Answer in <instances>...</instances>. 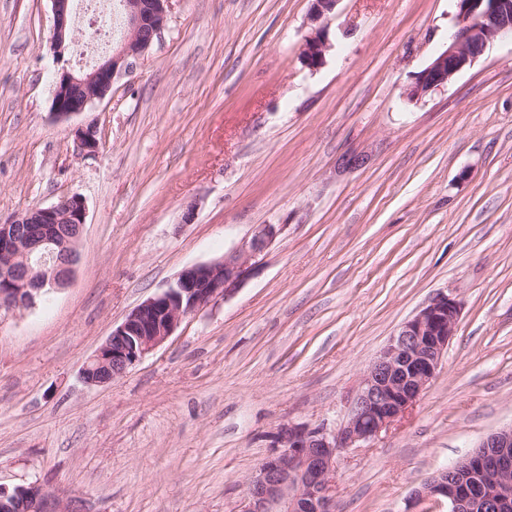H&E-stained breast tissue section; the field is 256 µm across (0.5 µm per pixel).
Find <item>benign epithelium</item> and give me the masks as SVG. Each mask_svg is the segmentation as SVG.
<instances>
[{
    "label": "benign epithelium",
    "instance_id": "7a95c632",
    "mask_svg": "<svg viewBox=\"0 0 512 512\" xmlns=\"http://www.w3.org/2000/svg\"><path fill=\"white\" fill-rule=\"evenodd\" d=\"M54 24L51 45L60 54L69 45L73 0H51ZM455 24L448 44L415 77L407 89L420 100L443 88L472 65L481 47L512 38V0H456ZM169 0H121L126 34L112 56L89 71H63L53 93L55 116L66 120L102 100L115 77L133 69L163 27ZM329 48L326 27L305 36L300 55L305 65L319 68ZM78 150L94 155L99 148L96 123L74 131ZM86 224L83 199L73 195L48 207H36L0 220V311L28 308L66 287L78 261V243ZM276 224L260 225L242 247L220 259L183 269L167 288L135 308L112 330L84 363L83 382L111 383L163 344L180 321L218 299L228 298L246 279L251 261L281 234ZM461 302L436 294L404 322L363 374L344 424L323 426L282 424L272 435L270 452L249 479L239 512H335L332 482L336 458L376 438L401 417L436 375L454 335ZM419 498H444L448 512H505L512 508V426L486 437L466 458L444 468L416 492ZM0 512H87L81 500H61L37 483L8 492L0 488Z\"/></svg>",
    "mask_w": 512,
    "mask_h": 512
}]
</instances>
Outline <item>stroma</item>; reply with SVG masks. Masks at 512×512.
I'll return each mask as SVG.
<instances>
[{
	"mask_svg": "<svg viewBox=\"0 0 512 512\" xmlns=\"http://www.w3.org/2000/svg\"><path fill=\"white\" fill-rule=\"evenodd\" d=\"M311 6L171 0L132 72L60 121L55 78L86 68L81 0L59 60L50 0H0V217L86 204L72 282L0 314V487L88 512H238L271 433L343 425L368 365L442 291L462 308L438 373L337 457L336 512H448L416 490L512 425V40L411 101L455 0H339L315 70ZM89 120L93 156L74 144ZM261 224L283 231L234 294L84 384L134 307ZM329 38L325 26L318 27L306 35L300 45V55L305 65L312 70L319 68L329 48Z\"/></svg>",
	"mask_w": 512,
	"mask_h": 512,
	"instance_id": "obj_1",
	"label": "stroma"
}]
</instances>
